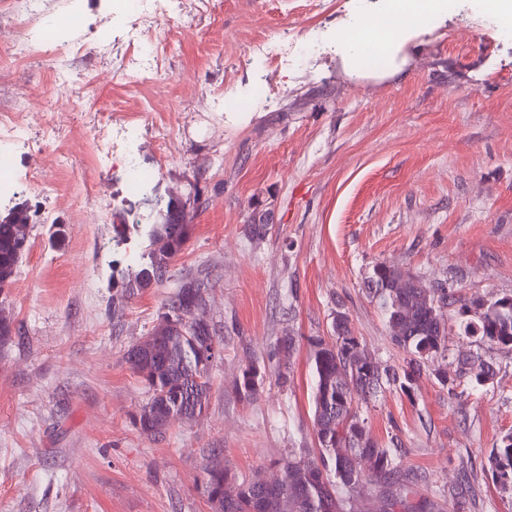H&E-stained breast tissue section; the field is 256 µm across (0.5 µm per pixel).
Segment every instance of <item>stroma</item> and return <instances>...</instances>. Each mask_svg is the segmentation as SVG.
<instances>
[{"mask_svg": "<svg viewBox=\"0 0 512 512\" xmlns=\"http://www.w3.org/2000/svg\"><path fill=\"white\" fill-rule=\"evenodd\" d=\"M357 3L164 0L147 25L140 0H43L48 15H80L78 51L60 59L42 43L31 62L0 58V113L26 125L0 216L22 208L32 225L0 295L12 323L0 343V512H211L207 459L238 483L318 455L308 341L331 339L336 313L383 367L406 370L365 291L376 264L466 296L512 294V37L482 0H448L405 36L398 73L353 72L340 36ZM147 42L160 52L146 67ZM258 44L275 73L263 86L246 62ZM228 96L242 111H225ZM107 117L122 126L110 150L94 139ZM132 149L148 178L136 198ZM172 200L192 226L173 277L128 294L147 226ZM197 277L224 356L206 412L151 438L136 424L148 392L126 353L178 280ZM288 334L299 342L287 358ZM447 345L411 384L354 406L413 502L512 512L488 461L512 433V349L453 332ZM469 353L493 364V387L459 376ZM251 361L264 381L247 399L238 383Z\"/></svg>", "mask_w": 512, "mask_h": 512, "instance_id": "stroma-1", "label": "stroma"}]
</instances>
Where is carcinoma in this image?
I'll use <instances>...</instances> for the list:
<instances>
[{
  "label": "carcinoma",
  "instance_id": "cac0c4a2",
  "mask_svg": "<svg viewBox=\"0 0 512 512\" xmlns=\"http://www.w3.org/2000/svg\"><path fill=\"white\" fill-rule=\"evenodd\" d=\"M29 215L16 209L0 220V293L11 284L29 249ZM189 225L181 209L170 204L150 225V248L144 262L127 273L126 287L149 288L171 277L174 259L188 241ZM365 290L382 309L396 345L409 356L412 370L447 351L448 329L477 337L490 346L512 347V295L469 298L447 288H428L410 271L378 263L366 277ZM203 281L181 282L168 300L167 323L152 329L150 341L128 351L130 369L141 375L149 397L137 414L140 431L150 437L163 433L175 419L202 416L208 406L211 365L199 358L201 338H206L221 358L222 342L209 323L194 312L204 303ZM459 305L457 316L449 308ZM335 341H309V358L315 377L312 395L313 424L320 457L303 456L284 462L281 477L273 482L246 479L231 489L224 464L212 458L202 467V493L213 512H351V499L374 488L385 512H412L410 490L400 483L390 450L380 446L367 430L365 419L354 409L355 398L368 399L381 391L389 372L354 336L346 314L333 320ZM459 374L473 387L493 382L491 363L475 353L462 360ZM263 383L259 367L251 362L242 372L240 390L255 397ZM369 464L368 470L358 461ZM492 473L504 487H512V433L489 455Z\"/></svg>",
  "mask_w": 512,
  "mask_h": 512
}]
</instances>
